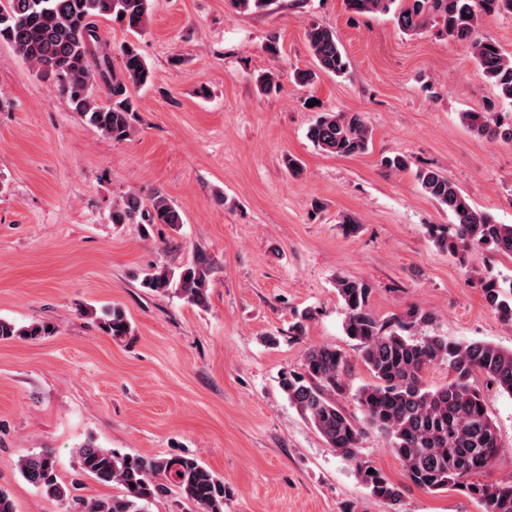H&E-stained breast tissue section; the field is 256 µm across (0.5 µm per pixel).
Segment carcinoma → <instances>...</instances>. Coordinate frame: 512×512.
Segmentation results:
<instances>
[{"label": "carcinoma", "mask_w": 512, "mask_h": 512, "mask_svg": "<svg viewBox=\"0 0 512 512\" xmlns=\"http://www.w3.org/2000/svg\"><path fill=\"white\" fill-rule=\"evenodd\" d=\"M228 2L240 12H253L270 8L276 0ZM346 5L356 15L391 13L405 34H415L428 24L438 27L439 33L467 45L497 96L512 104V56L477 33L482 17L512 15V0H346ZM149 16L150 0H0V40L11 44L40 79L53 83L84 123L122 141L132 134L138 109L132 90L153 80L136 40L147 30ZM102 19L133 35L116 55L99 31ZM306 37L316 69L294 74L296 83L306 86L320 73H347V56L334 31L314 24ZM461 120L478 135L502 139L505 133L512 134V115L463 112ZM307 137L323 152L350 157L368 150L372 134L357 112H322L308 128ZM415 178L422 192L453 218L449 232L430 227L438 249L463 264L466 256L476 252L512 257V224H499L475 209L436 169L420 167ZM112 223L176 226L182 218L171 200L155 190L147 199L127 193L113 206ZM141 286L151 292H171L200 308L208 302V270L201 263L155 266L144 274ZM336 290L346 310L344 332L356 342L359 357L373 377V383L355 393L364 419L354 420L336 403V393L345 388L348 358L329 345L307 348L302 372L282 378L291 405L350 464L370 494L391 506L400 501L402 488L360 457L365 424L387 435L409 483L430 492L453 488L474 500L481 512H512V478L479 479L492 468L501 440L482 391L473 382L480 374L512 396V350L485 342L450 343L437 335L423 337L421 331L434 316L420 309L408 310L393 323H382L369 307L370 286L363 280L340 276ZM483 296L499 319L511 325L512 296L505 295L497 276L487 274ZM85 315L109 336L130 333L126 316L117 308H92ZM52 333L48 323L19 326L0 319V342ZM438 364L448 366V383L430 389L422 373ZM77 455L85 476L99 484L121 485L125 493L108 499L81 494L80 483L59 480L55 458L48 450L24 454L16 465L36 490L77 512H149L148 505L168 492L170 482L194 512H224V480L194 457L145 462L89 441L78 448ZM371 468L372 474L368 473Z\"/></svg>", "instance_id": "cac0c4a2"}]
</instances>
